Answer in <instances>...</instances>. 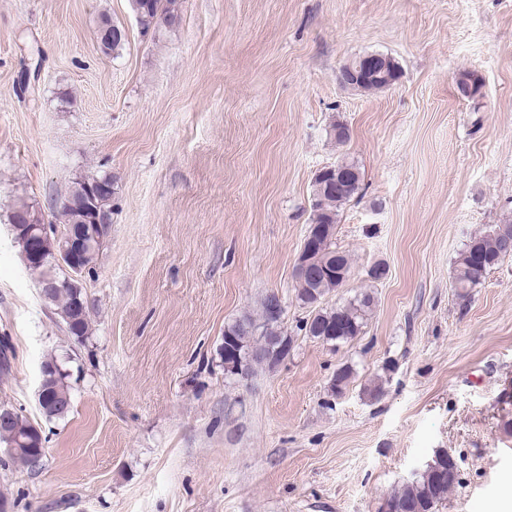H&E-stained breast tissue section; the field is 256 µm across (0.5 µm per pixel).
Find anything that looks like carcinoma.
Wrapping results in <instances>:
<instances>
[{"mask_svg":"<svg viewBox=\"0 0 512 512\" xmlns=\"http://www.w3.org/2000/svg\"><path fill=\"white\" fill-rule=\"evenodd\" d=\"M134 14L141 17L140 27L147 32L161 25L173 26L179 21V0H130ZM99 25L112 26V36L97 41L99 50L106 55L118 53L127 41L125 28L102 16ZM390 80L367 79L357 90L375 93L391 87L400 77V69L389 73ZM482 88L481 79L474 73L463 71L456 78V92L465 100H473ZM347 168L342 187H336V177H328L312 182V207L309 218V236L311 247L307 256L311 277L295 284L296 299L311 309V315L301 325L305 334L325 343H346L363 332L367 316L372 310L374 297L364 291L342 306L327 307L323 301L328 294L340 287L350 276L352 263L349 255L336 249L334 234L320 235L314 225L325 224L336 228L340 207L359 194L362 175L360 168L353 161H340ZM11 224H42L44 218L34 206L22 201L15 206ZM512 257V219L496 224L489 230L470 237L464 249L459 253L455 266V287L459 295L465 297L471 288L476 287L505 258ZM51 304L58 310V315L67 326L68 332L78 339L89 336V307L76 280L66 277L59 279L58 288L54 289ZM257 330L262 336H281V321L268 317V303H263L260 323ZM224 336L231 348H239L242 359L249 357V349L261 346L260 339L246 336L240 328V321L225 326ZM235 353H224L220 358L226 363L235 360ZM14 349L9 338H0V372L10 370ZM55 367L48 372L45 380L47 396L58 400V406L42 416L47 420L61 419L72 408L71 390L66 381L67 375L55 358L43 361L42 367ZM41 427L30 422L20 413H15L11 426L0 433V443H19L21 451L10 455L11 462L19 467L33 469L40 464L38 457L31 454L23 442L38 441ZM459 469L452 453L436 451L433 459L416 477L405 482L394 492L386 503L387 512H435L439 503L448 498V493L459 484Z\"/></svg>","mask_w":512,"mask_h":512,"instance_id":"obj_1","label":"carcinoma"}]
</instances>
